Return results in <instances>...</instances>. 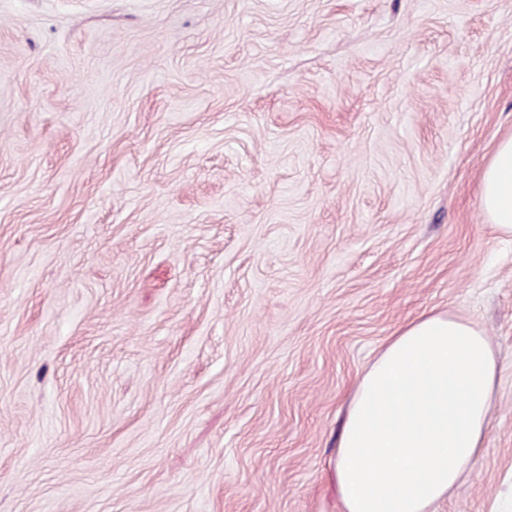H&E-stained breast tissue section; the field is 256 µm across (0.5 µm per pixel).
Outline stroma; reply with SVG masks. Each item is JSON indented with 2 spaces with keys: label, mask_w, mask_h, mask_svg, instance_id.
Returning <instances> with one entry per match:
<instances>
[{
  "label": "stroma",
  "mask_w": 512,
  "mask_h": 512,
  "mask_svg": "<svg viewBox=\"0 0 512 512\" xmlns=\"http://www.w3.org/2000/svg\"><path fill=\"white\" fill-rule=\"evenodd\" d=\"M512 0H0V512H339L422 313L498 378L432 512H512ZM481 200L487 222L512 235V133L503 137L482 172Z\"/></svg>",
  "instance_id": "1"
}]
</instances>
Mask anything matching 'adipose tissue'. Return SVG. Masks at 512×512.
Instances as JSON below:
<instances>
[{
  "mask_svg": "<svg viewBox=\"0 0 512 512\" xmlns=\"http://www.w3.org/2000/svg\"><path fill=\"white\" fill-rule=\"evenodd\" d=\"M486 220L512 235V133L481 175ZM497 359L471 321L425 313L361 375L340 432L341 512H430L469 476L488 427Z\"/></svg>",
  "mask_w": 512,
  "mask_h": 512,
  "instance_id": "obj_1",
  "label": "adipose tissue"
}]
</instances>
